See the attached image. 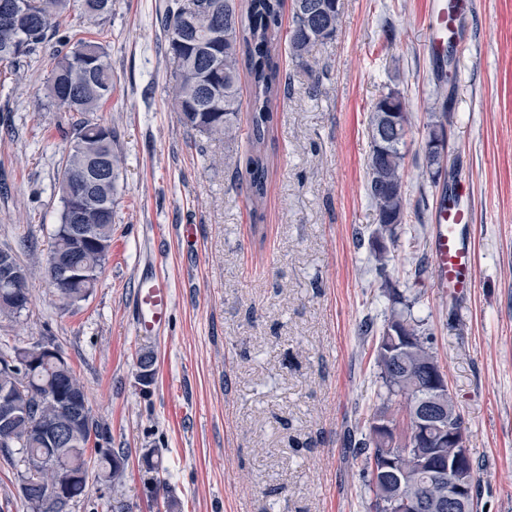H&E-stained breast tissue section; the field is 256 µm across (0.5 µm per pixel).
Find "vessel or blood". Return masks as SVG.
I'll list each match as a JSON object with an SVG mask.
<instances>
[{
  "label": "vessel or blood",
  "mask_w": 512,
  "mask_h": 512,
  "mask_svg": "<svg viewBox=\"0 0 512 512\" xmlns=\"http://www.w3.org/2000/svg\"><path fill=\"white\" fill-rule=\"evenodd\" d=\"M478 0H437L434 8L437 31L429 41V50L438 55L445 42L457 36V22L474 13ZM439 207L430 233V253L436 266V286L449 298L470 295L477 286L470 229L472 193L470 185L454 180L438 191ZM172 303V288L156 266L141 269L135 289L133 326L136 335L164 334Z\"/></svg>",
  "instance_id": "b4317fda"
}]
</instances>
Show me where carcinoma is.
<instances>
[{
	"label": "carcinoma",
	"mask_w": 512,
	"mask_h": 512,
	"mask_svg": "<svg viewBox=\"0 0 512 512\" xmlns=\"http://www.w3.org/2000/svg\"><path fill=\"white\" fill-rule=\"evenodd\" d=\"M17 9L10 19H0V63L16 65L32 59L57 33L60 18L75 3L92 18H105L112 11V0H13ZM193 0H175L157 16L165 34L166 55L175 65L170 102L182 123L210 136L231 141L238 132L240 106V71L246 70L251 80L247 104L249 112L248 152L244 170L238 173L245 182L248 197L259 208L267 194L269 160L267 142L271 135L274 108L282 96L288 95V82L283 77L276 40L281 27L283 0H207L210 15L192 18ZM293 25L288 35V48L298 66L311 69L309 51L312 46L336 36L341 6L338 0H293ZM112 68L103 44L80 39L66 52L54 54L53 68L47 80V95L60 112H73L81 119L73 124L70 146L58 174V192L62 208L52 234L51 248L39 268L48 281H53L51 255L62 253L98 276L109 251L93 246L74 245L70 225L83 224L94 240L112 244V176L118 171L121 157L112 149V126L90 118L100 111L112 95ZM409 112L404 97L390 90L373 106L371 120L372 151L368 161L366 190L377 211L375 260L385 271L387 248L380 240L395 242L408 223L404 198V159ZM445 130L444 122L435 115L428 139L423 147V173L437 182L445 173L446 146L435 144L437 132ZM96 283L79 281L58 283L55 293L60 300L70 296L75 303L85 299ZM385 287L392 297L390 313L379 330L378 342L400 338L394 353L376 355L380 386L377 398L382 400L378 416L390 418L411 439L412 448H394L381 435L372 433L371 425L360 428L354 441L370 496L373 512H388L386 502L401 495L408 499L435 501L448 495V485L441 483L423 466L420 459L438 453L443 460L455 453L453 448H432L433 435L417 428L415 422L418 398L427 395L430 370L438 362L431 350V337L424 323L411 316L412 302L390 282ZM22 347L13 345L0 350V391L12 393L19 417L8 429V439L0 445V453L22 454L23 462L35 460L41 466L29 477L47 492L62 480L55 461L62 457L72 471L88 473L113 482L124 470V459L110 448L92 451V432L96 430L91 410L88 420L67 433L63 446H58L39 432V427L57 421L61 412L58 398L76 395L88 404L84 385L65 361H41L24 373L9 368ZM96 460H91L92 454ZM395 456L401 464V487L373 478V466ZM95 465H90V462ZM87 488L75 481L67 499L46 498L45 503L28 512H66Z\"/></svg>",
	"instance_id": "cac0c4a2"
}]
</instances>
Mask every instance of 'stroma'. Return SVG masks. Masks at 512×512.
I'll use <instances>...</instances> for the list:
<instances>
[{"mask_svg": "<svg viewBox=\"0 0 512 512\" xmlns=\"http://www.w3.org/2000/svg\"><path fill=\"white\" fill-rule=\"evenodd\" d=\"M170 0H113L104 20L66 14L59 33L103 43L112 96L96 117L122 158L112 248L86 301L62 306L42 274L32 303L0 319V344L45 338L88 393L95 448L125 455L124 478L90 481L69 512H370L355 427L380 401L375 340L390 301L371 257V109L395 89L411 117L404 197L413 217L389 245L390 280L432 335L433 351L480 468L478 512H512V0H481L461 22L454 65L428 51L433 0H341L332 40L293 62L284 4L277 50L291 85L278 102L262 221L235 166V141L186 127L169 101L173 64L155 23ZM41 53L0 64V247L46 256L69 127L44 95ZM448 88L446 172L473 188L475 293L449 301L429 254L438 184L422 173L437 85ZM173 288L164 335L133 330L139 269ZM423 267L414 276L415 267ZM152 352L156 374L138 377ZM152 454L154 470L141 464Z\"/></svg>", "mask_w": 512, "mask_h": 512, "instance_id": "35a3bbf8", "label": "stroma"}]
</instances>
